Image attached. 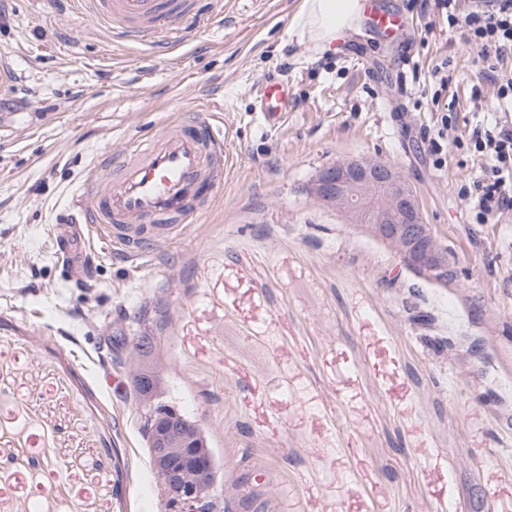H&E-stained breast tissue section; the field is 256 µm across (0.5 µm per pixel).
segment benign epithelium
I'll return each mask as SVG.
<instances>
[{
  "label": "benign epithelium",
  "instance_id": "7a95c632",
  "mask_svg": "<svg viewBox=\"0 0 512 512\" xmlns=\"http://www.w3.org/2000/svg\"><path fill=\"white\" fill-rule=\"evenodd\" d=\"M308 191L349 223L390 244L417 273L440 282L451 274L447 253L425 223L412 184L395 166L368 157L341 158L321 169ZM120 364L140 407L165 512H225L224 486L217 485L203 434L169 402L151 341L131 339Z\"/></svg>",
  "mask_w": 512,
  "mask_h": 512
}]
</instances>
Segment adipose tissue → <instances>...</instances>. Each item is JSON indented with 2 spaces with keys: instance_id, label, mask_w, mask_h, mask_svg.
<instances>
[{
  "instance_id": "obj_1",
  "label": "adipose tissue",
  "mask_w": 512,
  "mask_h": 512,
  "mask_svg": "<svg viewBox=\"0 0 512 512\" xmlns=\"http://www.w3.org/2000/svg\"><path fill=\"white\" fill-rule=\"evenodd\" d=\"M361 9L360 0H302L295 24L316 53L345 32L356 31Z\"/></svg>"
}]
</instances>
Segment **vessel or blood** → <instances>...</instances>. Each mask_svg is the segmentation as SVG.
Here are the masks:
<instances>
[{"mask_svg": "<svg viewBox=\"0 0 512 512\" xmlns=\"http://www.w3.org/2000/svg\"><path fill=\"white\" fill-rule=\"evenodd\" d=\"M76 10L108 26L126 43L154 38L167 48L174 20H202L194 0H71ZM363 17L387 37L398 36L403 19L364 0ZM288 86L279 80L262 84L257 101L263 126L279 127L288 115ZM224 129L205 112L195 121L165 124L154 136L138 141L124 154L101 159L74 198V208L105 247L137 249L151 239L178 238L190 223L210 186L224 177Z\"/></svg>", "mask_w": 512, "mask_h": 512, "instance_id": "obj_1", "label": "vessel or blood"}]
</instances>
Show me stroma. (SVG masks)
<instances>
[{
  "label": "stroma",
  "instance_id": "1",
  "mask_svg": "<svg viewBox=\"0 0 512 512\" xmlns=\"http://www.w3.org/2000/svg\"><path fill=\"white\" fill-rule=\"evenodd\" d=\"M405 21L306 50L301 0H198L199 26L158 53L69 0H0V512H164L121 366L152 336L167 387L204 431L231 512H512V210L471 223L435 169L436 116L512 110L445 15L382 0ZM445 89L416 75L443 62ZM286 82L262 126L255 98ZM480 97H473L472 86ZM222 114L224 178L178 241L139 255L85 249L65 210L103 155L173 118ZM339 157L411 182L457 276L440 284L308 194ZM288 85L279 80H267L258 94V118L263 126L272 129L283 124L288 116Z\"/></svg>",
  "mask_w": 512,
  "mask_h": 512
}]
</instances>
